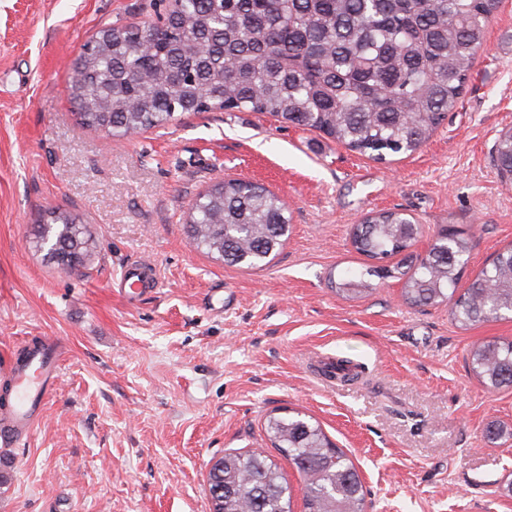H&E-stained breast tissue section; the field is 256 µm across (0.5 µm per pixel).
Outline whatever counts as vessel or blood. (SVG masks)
Masks as SVG:
<instances>
[{
	"label": "vessel or blood",
	"instance_id": "vessel-or-blood-1",
	"mask_svg": "<svg viewBox=\"0 0 512 512\" xmlns=\"http://www.w3.org/2000/svg\"><path fill=\"white\" fill-rule=\"evenodd\" d=\"M121 280L127 298L136 299L146 292L144 276L138 262L127 263ZM56 364L49 352L35 353L27 367L11 363L6 377L12 385L14 398L0 409V446L10 448L26 436L39 418L40 412L53 391Z\"/></svg>",
	"mask_w": 512,
	"mask_h": 512
}]
</instances>
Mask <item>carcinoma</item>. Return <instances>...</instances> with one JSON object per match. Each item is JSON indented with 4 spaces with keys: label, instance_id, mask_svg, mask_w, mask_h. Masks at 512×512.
Returning <instances> with one entry per match:
<instances>
[{
    "label": "carcinoma",
    "instance_id": "obj_1",
    "mask_svg": "<svg viewBox=\"0 0 512 512\" xmlns=\"http://www.w3.org/2000/svg\"><path fill=\"white\" fill-rule=\"evenodd\" d=\"M500 0H177L165 28H107L84 55L71 96L82 126L126 137L164 127L177 113L248 110L319 131L384 162L417 151L456 110ZM494 162L512 171V127L498 134ZM290 218L282 199L244 179L214 184L192 205L189 237L224 263L260 269L282 245ZM420 225L396 210L371 211L353 226L355 250L383 260L408 251ZM34 247L59 267L96 248L65 212L40 224ZM468 239L441 232L412 272L370 266L335 283L353 297L369 277L404 279L406 302L445 304L462 327L512 312V247L458 292ZM489 388H512V340L469 354ZM266 433L305 480L304 512H364L360 476L321 426L270 415ZM209 470L219 512H291L288 484L261 453L226 454Z\"/></svg>",
    "mask_w": 512,
    "mask_h": 512
}]
</instances>
